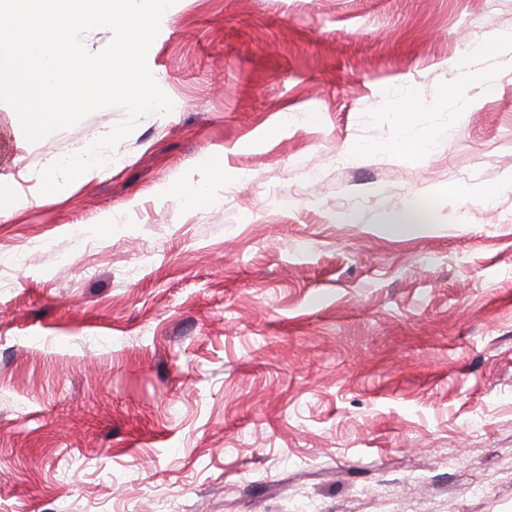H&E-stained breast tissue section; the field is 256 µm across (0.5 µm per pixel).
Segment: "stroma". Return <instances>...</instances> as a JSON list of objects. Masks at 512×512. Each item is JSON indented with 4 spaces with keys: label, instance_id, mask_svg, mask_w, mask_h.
<instances>
[{
    "label": "stroma",
    "instance_id": "stroma-1",
    "mask_svg": "<svg viewBox=\"0 0 512 512\" xmlns=\"http://www.w3.org/2000/svg\"><path fill=\"white\" fill-rule=\"evenodd\" d=\"M509 29L512 0H176L173 111L0 219V512H512V55L474 51ZM127 118L30 143L1 105L0 180ZM212 160L232 203L188 207Z\"/></svg>",
    "mask_w": 512,
    "mask_h": 512
}]
</instances>
